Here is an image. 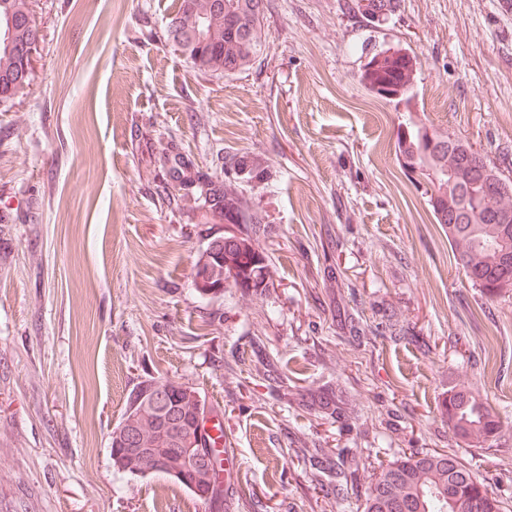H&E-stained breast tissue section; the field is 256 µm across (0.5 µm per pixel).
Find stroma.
<instances>
[{
  "label": "stroma",
  "mask_w": 512,
  "mask_h": 512,
  "mask_svg": "<svg viewBox=\"0 0 512 512\" xmlns=\"http://www.w3.org/2000/svg\"><path fill=\"white\" fill-rule=\"evenodd\" d=\"M356 2L266 0L259 56L224 76L166 43L179 0H34L30 84L0 112V512H363L380 465L433 450L512 512V290L472 285L397 149L407 126L436 130L512 179V12L400 0L377 22ZM368 44L419 56L412 106L360 83ZM178 154L206 182L263 169L239 182L259 223L165 197ZM228 234L253 238L267 283L199 296L193 267ZM152 377L222 418L224 508L113 466ZM331 388L337 417L316 405ZM462 388L502 418L489 447L448 427ZM306 448L363 454L343 499Z\"/></svg>",
  "instance_id": "35a3bbf8"
}]
</instances>
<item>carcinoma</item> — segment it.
<instances>
[{
    "instance_id": "carcinoma-1",
    "label": "carcinoma",
    "mask_w": 512,
    "mask_h": 512,
    "mask_svg": "<svg viewBox=\"0 0 512 512\" xmlns=\"http://www.w3.org/2000/svg\"><path fill=\"white\" fill-rule=\"evenodd\" d=\"M205 0H181L175 17L185 25L191 23L194 10L204 7ZM234 9L216 14L210 21V40L202 50L194 48L183 52V56L196 68L204 71L235 74L247 69L257 58L265 40L264 0H227ZM399 7V0H368L361 6V12L372 18L375 15L392 16ZM30 11V0H0V15L11 12L22 15ZM419 58L414 52L388 46L371 53L363 65L359 79L371 93L396 99L411 106L415 97ZM28 84H19L9 88V84H0V112L13 107L14 100L24 93ZM439 146L436 152L428 151L429 143ZM452 138H443L419 127H408L398 136V150L405 166L425 172L432 191H441L445 183V172L453 167L467 178L455 187L457 191L458 216L462 221L448 232V241L454 248V256L464 269L472 270L470 280L482 293L492 298L497 294L501 271L493 260L492 251L486 244L497 239L499 225L494 223V213L504 208L512 209V197L507 199L482 194L484 173L490 171L497 176L502 173L490 160L478 151L468 154H448V142ZM205 202L210 210L224 216L227 224L259 223L255 214L249 210L248 203L236 187L230 183L210 182L205 194ZM239 237L235 235L218 236L209 241L196 262L195 268L203 274L193 275L195 290L202 296L215 298L224 294L222 286L239 285L232 271L224 268V251L237 245ZM170 384L172 393L184 387V384L169 380L149 378L140 382L130 394L120 423H135L144 437L153 443L163 438L153 426V422L142 413L139 399L159 385ZM184 418L193 420L203 414L208 418L217 416L206 399L200 400V406L191 403L185 406ZM448 426L453 435L466 445L482 448L493 438V432L501 429V420L497 412L478 395L467 389L448 394ZM219 438L208 436L209 446L217 468L213 470V489H206L191 477L178 471L177 462L171 457L158 456L151 460L130 459L123 451L115 454L116 441L110 439L112 463L118 470L135 476L163 474L189 492L198 501L207 505L223 504L224 501V453L228 449L218 446ZM310 465L321 477V486L327 494L341 497L348 477L358 471L360 459L354 457L346 463L333 459L329 448L305 450ZM471 472L456 456L439 452H413L401 455L381 467L376 473L370 492L365 500L364 512H471L468 506L461 504L456 508L448 506V501H440L433 493L448 489L454 484H462Z\"/></svg>"
}]
</instances>
